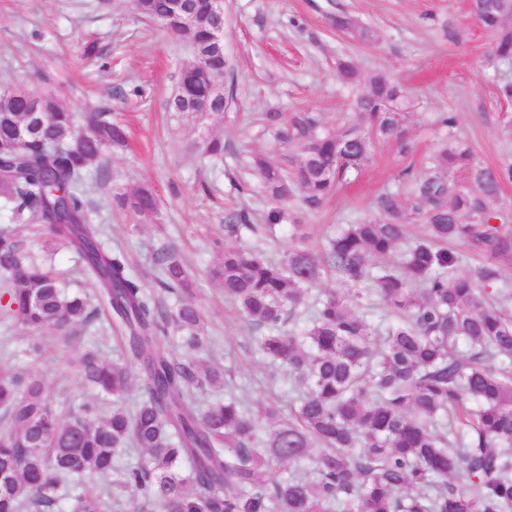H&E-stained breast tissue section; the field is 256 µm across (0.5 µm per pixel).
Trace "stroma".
Wrapping results in <instances>:
<instances>
[{
	"label": "stroma",
	"mask_w": 512,
	"mask_h": 512,
	"mask_svg": "<svg viewBox=\"0 0 512 512\" xmlns=\"http://www.w3.org/2000/svg\"><path fill=\"white\" fill-rule=\"evenodd\" d=\"M224 43L235 75V100L223 116L192 123L166 102L191 62L187 37L165 35L140 18L130 0H0V89L51 95L75 112L103 110L131 129L127 147L105 152L107 176L93 190L92 219L127 255L130 271L154 289L152 258L162 246L183 254L195 278L191 300L204 318L198 358L225 369L224 384L198 393L200 407L235 396L254 407L287 405L300 390L258 350L263 331L249 325L224 300L210 268L223 246H249L279 258L288 249V220L308 224L309 248L320 250L339 224L373 218V199L399 186L398 174H424L446 130L442 113L457 117V134L488 166L512 152V100L499 84L512 81V64L492 59L493 39L470 14L469 0H225ZM346 14L376 29L378 42H358L332 24ZM352 60L360 82L378 73L403 85L415 102L406 119L410 153L397 143L378 144L373 164L314 214L284 207L286 220L268 227L272 202L248 168L250 153L272 151L252 116L275 108H310L331 125L357 120L355 91L336 79L337 60ZM141 95H133V88ZM223 137L230 150L214 163L189 149L200 133ZM152 185L159 200L156 223L133 226L114 193ZM247 209L256 232L228 235V213ZM100 310L92 327L72 344L51 329L39 351L0 314V375L41 374L57 409L79 410L92 401L79 380L81 357L100 348L122 360V338Z\"/></svg>",
	"instance_id": "35a3bbf8"
}]
</instances>
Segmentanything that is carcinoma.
<instances>
[{"instance_id": "1", "label": "carcinoma", "mask_w": 512, "mask_h": 512, "mask_svg": "<svg viewBox=\"0 0 512 512\" xmlns=\"http://www.w3.org/2000/svg\"><path fill=\"white\" fill-rule=\"evenodd\" d=\"M135 12L163 20L168 0H137ZM472 14L493 36V56L512 61V0H471ZM336 29L372 43L378 35L358 21L338 16ZM223 72L188 87L185 99L170 98L171 112L194 113L207 103V117L224 114L233 100L210 91ZM337 77L358 82L349 60ZM28 92H0V143L12 127L25 125V148L0 147V212L12 224H39L48 240L68 246L99 299L127 332L125 363H107L96 350L81 363L82 382L111 410L93 404L59 411L37 374L0 381V512H108L121 507L111 492L92 482L113 475V486L130 490L142 512H512V314L490 298L512 266V226L502 186L512 182V157L485 165L456 138L455 115L444 113L446 137L425 175L400 177L406 187L374 199L375 220L342 224L318 256L304 242L308 225L293 221L288 248L273 262L251 248L226 247L210 274L248 323L267 329L259 349L285 367L303 388L296 407L278 425L261 432L263 418L234 396L201 410L196 394L224 374L205 361L178 355V336L201 348L202 318L188 300L194 282L174 247L153 255L159 295L147 292L129 271L125 253L112 248L101 225L92 223L89 176L110 147L127 143V130L93 112L80 125L59 101L44 97V112L29 117ZM360 120L329 128L321 113L270 110L260 121L276 141L271 156H252L251 166L274 201L299 199L302 210L321 209L343 184L374 160L378 141H395L410 152L403 129L413 108L406 91L376 75L355 98ZM201 154L224 160V139L194 141ZM138 224L156 217L153 191L143 187L116 195ZM420 217L424 234L409 241V220ZM230 235L255 231L248 212L230 214ZM405 246L402 261L371 271L370 259ZM452 245L479 251V266L463 271ZM0 273L9 283L5 314L30 335L53 327L71 333L86 327L96 308L84 294H68L50 260L27 251L23 240L0 230ZM353 287L331 288L316 297L311 314L297 325L308 290L327 274ZM372 279L378 303L360 289ZM177 297L169 307L163 295ZM383 310L372 322L363 309ZM140 368V395L129 393V366ZM127 447L143 455L118 468ZM312 458L308 479L282 475L287 464ZM189 466L188 474L181 465Z\"/></svg>"}]
</instances>
